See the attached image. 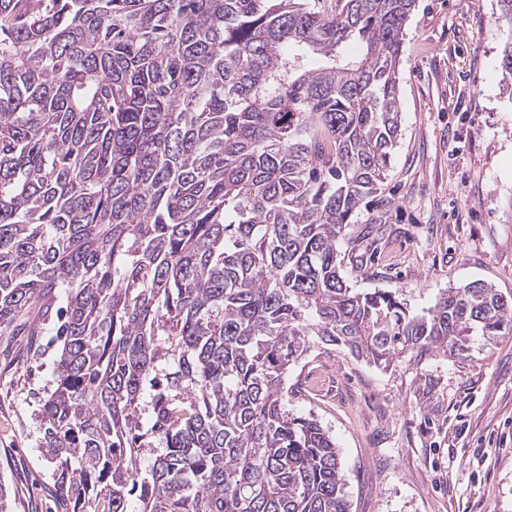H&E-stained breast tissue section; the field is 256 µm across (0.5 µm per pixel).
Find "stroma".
I'll list each match as a JSON object with an SVG mask.
<instances>
[{
  "label": "stroma",
  "mask_w": 512,
  "mask_h": 512,
  "mask_svg": "<svg viewBox=\"0 0 512 512\" xmlns=\"http://www.w3.org/2000/svg\"><path fill=\"white\" fill-rule=\"evenodd\" d=\"M512 24L498 0H416L400 65V135L382 192L339 242L356 291L417 315L480 280L512 295ZM374 256L356 267L355 256ZM0 337V478L14 512H53L40 409L60 344ZM288 411L339 450L350 512H512V333L460 355H400L383 369L313 342L289 369Z\"/></svg>",
  "instance_id": "1"
}]
</instances>
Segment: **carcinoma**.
<instances>
[{
    "instance_id": "cac0c4a2",
    "label": "carcinoma",
    "mask_w": 512,
    "mask_h": 512,
    "mask_svg": "<svg viewBox=\"0 0 512 512\" xmlns=\"http://www.w3.org/2000/svg\"><path fill=\"white\" fill-rule=\"evenodd\" d=\"M415 2L0 0V336L55 320L59 507L350 512L333 438L286 410L310 337L386 368L512 330L483 281L412 316L342 276ZM147 381L165 449L144 476Z\"/></svg>"
}]
</instances>
